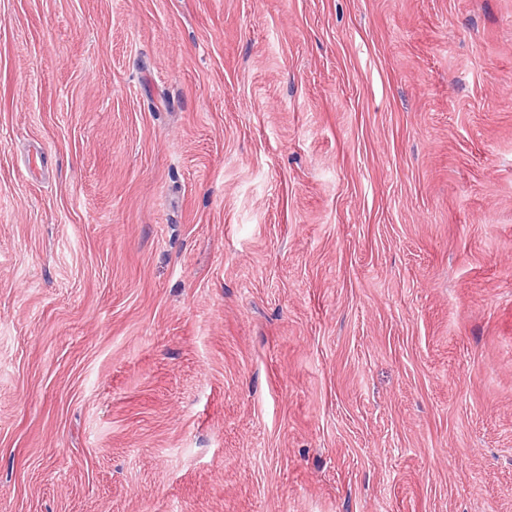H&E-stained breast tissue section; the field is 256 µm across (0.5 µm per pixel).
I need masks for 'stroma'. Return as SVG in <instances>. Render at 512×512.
<instances>
[{
	"label": "stroma",
	"instance_id": "stroma-1",
	"mask_svg": "<svg viewBox=\"0 0 512 512\" xmlns=\"http://www.w3.org/2000/svg\"><path fill=\"white\" fill-rule=\"evenodd\" d=\"M0 512H512V0H0Z\"/></svg>",
	"mask_w": 512,
	"mask_h": 512
}]
</instances>
